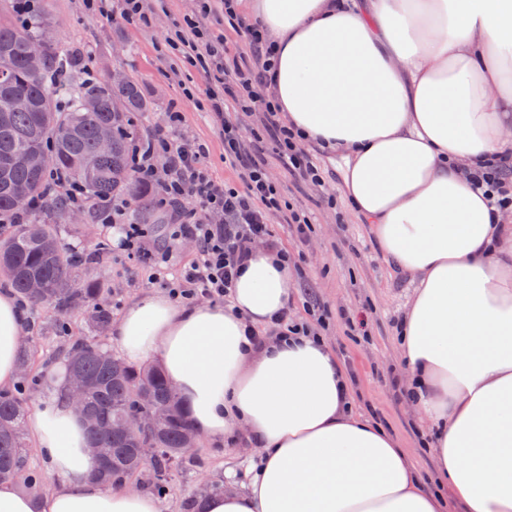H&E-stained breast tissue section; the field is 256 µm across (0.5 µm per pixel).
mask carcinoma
<instances>
[{"mask_svg":"<svg viewBox=\"0 0 512 512\" xmlns=\"http://www.w3.org/2000/svg\"><path fill=\"white\" fill-rule=\"evenodd\" d=\"M41 40L46 58L40 73L25 64L26 44ZM74 61L67 50L46 39V27L35 19L25 27L0 21V217L8 221L24 212L23 201L43 196L51 169H59L99 200L126 194L146 204L152 189L138 181L129 160L135 139L132 115L146 111L138 84L127 78L117 84L76 82ZM23 97L30 108L17 111L12 100ZM112 127V154L97 151L101 125ZM53 154V167L35 168L22 158ZM82 258L63 247L53 225L31 210L14 232L0 242V273L5 275L23 303L69 311L91 309L93 327L105 328L109 310L99 303L96 280L76 282ZM40 280L45 292L31 291ZM70 370L84 376L89 386L85 415L118 424L134 413H146L152 427L146 433L157 453L150 468L153 486L166 492L174 466L191 461L178 455L182 440L193 432L186 411L157 365L133 368L104 351L100 345L77 340L66 350ZM22 403L0 393V480H13L23 472ZM88 440L103 449L98 459V480L112 486L137 473L142 463L137 443L110 428H88Z\"/></svg>","mask_w":512,"mask_h":512,"instance_id":"obj_1","label":"carcinoma"}]
</instances>
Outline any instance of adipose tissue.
I'll return each mask as SVG.
<instances>
[{
	"label": "adipose tissue",
	"instance_id": "ef3b65f1",
	"mask_svg": "<svg viewBox=\"0 0 512 512\" xmlns=\"http://www.w3.org/2000/svg\"><path fill=\"white\" fill-rule=\"evenodd\" d=\"M274 45L270 90L289 126L336 151L341 190L380 254L417 287L399 328L411 405L431 425L437 473L467 512H512V224L469 173L512 156V0H251ZM280 253L254 249L230 306L147 296L114 341L156 361L191 426L260 445L244 491L201 512H441L390 432L351 416L331 349L299 336L260 345L288 306ZM27 330L0 289V390ZM28 432L52 493L0 482V512H161L150 494L94 478L87 426L66 398Z\"/></svg>",
	"mask_w": 512,
	"mask_h": 512
}]
</instances>
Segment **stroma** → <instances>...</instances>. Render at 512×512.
Here are the masks:
<instances>
[{"label": "stroma", "instance_id": "obj_1", "mask_svg": "<svg viewBox=\"0 0 512 512\" xmlns=\"http://www.w3.org/2000/svg\"><path fill=\"white\" fill-rule=\"evenodd\" d=\"M37 5L51 20L54 38L72 53L78 78L102 81L120 72L137 81L149 106L134 116L137 138L162 129L168 113H183L181 136L205 142L211 174L236 183L237 173L224 162V142L205 108L203 78L187 58L166 44L173 17L188 11L192 0H148L152 22L147 26L126 22L116 7L106 14L89 10L85 0H37ZM316 157L324 178L319 187L297 184L278 167L270 169L285 200L312 220V232L304 242L292 227H275L279 247L288 250L295 263L288 312L304 320L311 304L325 309L327 319L320 334L350 380L354 413L391 432L421 477L431 479L434 453L420 441L428 426L403 395L405 372L396 333L416 284L382 257L368 225L349 208L340 191L336 154L321 148ZM98 209L97 201L89 199L74 209L70 220L49 210L41 216L48 222L62 221L63 245L94 254L89 273L104 282L103 300L117 321L143 296L166 295L165 281L191 259L194 247L187 241L174 246L168 268L156 270L139 254L114 246L112 227L99 222ZM26 316L37 350L30 373L19 375L10 394L30 414L43 399L58 394L61 383L55 369L65 362L67 344L89 339L107 348L114 330L89 329L90 312L82 307L62 315L30 309ZM257 452V445L241 431L223 442L200 437L195 464L177 467L170 477L161 500L163 512H183V503L206 483L242 489Z\"/></svg>", "mask_w": 512, "mask_h": 512}]
</instances>
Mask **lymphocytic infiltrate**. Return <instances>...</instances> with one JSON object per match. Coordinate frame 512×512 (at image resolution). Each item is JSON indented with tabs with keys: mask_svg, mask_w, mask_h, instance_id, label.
I'll return each instance as SVG.
<instances>
[{
	"mask_svg": "<svg viewBox=\"0 0 512 512\" xmlns=\"http://www.w3.org/2000/svg\"><path fill=\"white\" fill-rule=\"evenodd\" d=\"M223 13L224 21L245 43L251 56L246 67L224 64L223 33L203 27L201 18ZM174 49L200 64L212 86L207 96L210 110L224 136V159L239 178L232 186L211 177L205 167L206 147L178 134L182 115L169 113L166 129L135 142L131 164L139 180L156 191L155 204L166 214L163 235L147 238L141 225L121 226V249L142 254L154 264L167 263L176 242H194L192 259L167 281L173 300L195 303L203 299L230 304L239 269L257 245L275 248L273 213L295 225L298 237L307 238L309 217L282 201L269 176L278 163L289 176L318 186L323 176L311 155L302 150L270 95L272 44L260 25L232 11L229 0H197L196 15L174 24ZM259 112L263 130L246 143L232 115ZM164 158V169L155 161ZM474 189L502 213L512 214V165L473 177Z\"/></svg>",
	"mask_w": 512,
	"mask_h": 512,
	"instance_id": "lymphocytic-infiltrate-1",
	"label": "lymphocytic infiltrate"
}]
</instances>
